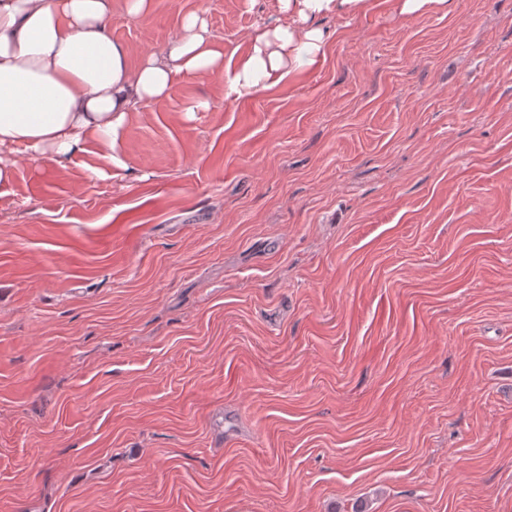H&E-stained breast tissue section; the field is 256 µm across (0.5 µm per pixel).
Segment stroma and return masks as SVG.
<instances>
[{"label":"stroma","instance_id":"1","mask_svg":"<svg viewBox=\"0 0 512 512\" xmlns=\"http://www.w3.org/2000/svg\"><path fill=\"white\" fill-rule=\"evenodd\" d=\"M198 9L223 75L0 188V512H512V0L319 18L236 100L275 0L112 38Z\"/></svg>","mask_w":512,"mask_h":512}]
</instances>
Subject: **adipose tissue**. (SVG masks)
I'll use <instances>...</instances> for the list:
<instances>
[{"mask_svg":"<svg viewBox=\"0 0 512 512\" xmlns=\"http://www.w3.org/2000/svg\"><path fill=\"white\" fill-rule=\"evenodd\" d=\"M289 22L254 29L226 97L279 85L325 55L314 20L353 16L367 0H278ZM112 0H0V187L19 160L65 165L87 141L114 148L139 107L169 99L178 81L224 71V49L203 12L187 14L163 48L129 66L127 46L109 29Z\"/></svg>","mask_w":512,"mask_h":512,"instance_id":"obj_1","label":"adipose tissue"}]
</instances>
